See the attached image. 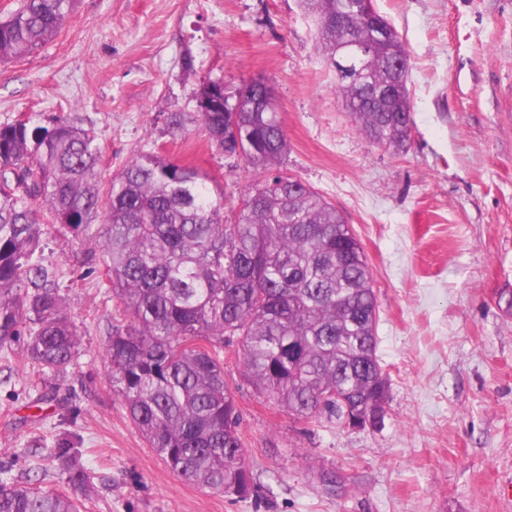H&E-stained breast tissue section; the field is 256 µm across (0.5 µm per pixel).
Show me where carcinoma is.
Here are the masks:
<instances>
[{
  "label": "carcinoma",
  "instance_id": "1",
  "mask_svg": "<svg viewBox=\"0 0 512 512\" xmlns=\"http://www.w3.org/2000/svg\"><path fill=\"white\" fill-rule=\"evenodd\" d=\"M75 0H23L0 21V60L23 58L59 32ZM330 69L350 43L372 42L371 23L343 0H303ZM409 66L396 30L359 58L357 77L334 75L342 105L373 144L397 152L412 131L409 90L387 99L395 63ZM200 86L196 122L217 150L243 156L259 181L224 223V194L189 164L158 156L130 162L101 186L94 131L0 124V347L26 336V355L61 373L78 355L66 299L41 255V218L93 242L119 301L104 356L128 417L167 467L211 493L252 485L240 414L224 377V346L237 342L245 375L276 407L306 420L340 419V393L377 402L378 305L360 240L343 214L281 167L288 139L272 88L250 82L231 102ZM84 449L60 437L33 456L34 486L0 467V512H85L95 492Z\"/></svg>",
  "mask_w": 512,
  "mask_h": 512
}]
</instances>
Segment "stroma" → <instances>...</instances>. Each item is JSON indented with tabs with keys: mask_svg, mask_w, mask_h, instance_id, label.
<instances>
[{
	"mask_svg": "<svg viewBox=\"0 0 512 512\" xmlns=\"http://www.w3.org/2000/svg\"><path fill=\"white\" fill-rule=\"evenodd\" d=\"M409 55L407 150L369 142L343 111L301 0H76L37 52L0 62V124L93 129L110 182L154 155L239 198L242 158L211 147L196 115L203 83L266 80L288 138L285 167L359 237L389 375L377 428L298 418L255 390L237 344L224 376L255 490L213 494L173 474L129 420L104 350L118 302L104 255L61 226L40 243L67 297L80 356L38 372L23 341L0 348V465L32 483L31 448L64 435L92 449V512H512V0H373ZM332 472L346 480L332 492Z\"/></svg>",
	"mask_w": 512,
	"mask_h": 512,
	"instance_id": "35a3bbf8",
	"label": "stroma"
}]
</instances>
